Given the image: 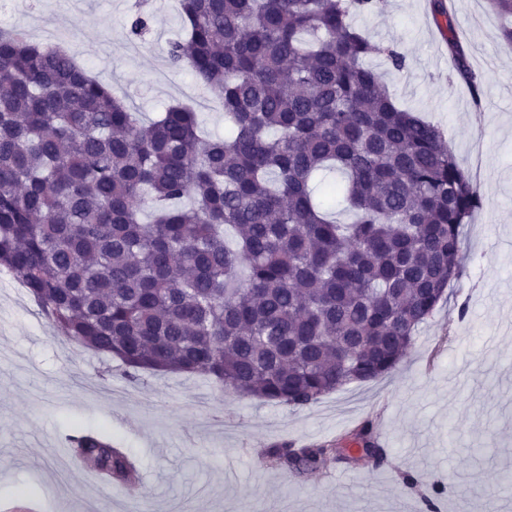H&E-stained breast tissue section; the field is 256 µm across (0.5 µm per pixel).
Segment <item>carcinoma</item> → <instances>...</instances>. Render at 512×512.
<instances>
[{"label": "carcinoma", "mask_w": 512, "mask_h": 512, "mask_svg": "<svg viewBox=\"0 0 512 512\" xmlns=\"http://www.w3.org/2000/svg\"><path fill=\"white\" fill-rule=\"evenodd\" d=\"M384 0H180L169 57L224 104L145 122L72 55L0 34V267L56 330L142 373L204 374L301 407L394 371L463 266L482 195L444 132L400 108L353 18ZM432 14L480 105L444 0ZM343 206L350 221L334 219ZM352 440L380 464L365 422ZM73 456L136 488V462L84 431ZM304 473L347 448L281 444Z\"/></svg>", "instance_id": "obj_1"}]
</instances>
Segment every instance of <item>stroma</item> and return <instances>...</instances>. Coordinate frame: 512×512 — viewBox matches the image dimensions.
Wrapping results in <instances>:
<instances>
[{
	"label": "stroma",
	"instance_id": "obj_1",
	"mask_svg": "<svg viewBox=\"0 0 512 512\" xmlns=\"http://www.w3.org/2000/svg\"><path fill=\"white\" fill-rule=\"evenodd\" d=\"M469 60L483 79L474 105L458 79L428 0H386L355 18L373 43L406 56L367 63L402 109L440 126L465 169L479 167L484 206L464 225L465 262L449 298L422 324L388 376L353 383L304 407L243 399L203 375L144 374L78 343L63 344L25 289L0 270V506L14 512H486L482 490L512 472V46L487 0H451ZM35 9L76 61L144 118L192 103L206 132L224 109L169 46L182 32L178 0H37ZM150 17L141 38L137 13ZM466 316H459V307ZM387 451L381 467L326 460L297 474L269 448H300L364 422ZM111 437L140 464L143 486L91 485L70 466L68 439ZM415 484H407V476Z\"/></svg>",
	"mask_w": 512,
	"mask_h": 512
}]
</instances>
